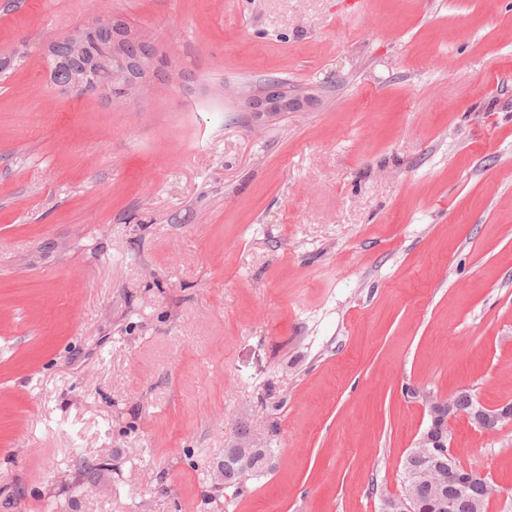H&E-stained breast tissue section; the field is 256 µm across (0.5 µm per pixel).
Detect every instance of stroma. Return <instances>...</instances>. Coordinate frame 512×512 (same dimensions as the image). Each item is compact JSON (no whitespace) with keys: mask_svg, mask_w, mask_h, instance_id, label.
I'll return each instance as SVG.
<instances>
[{"mask_svg":"<svg viewBox=\"0 0 512 512\" xmlns=\"http://www.w3.org/2000/svg\"><path fill=\"white\" fill-rule=\"evenodd\" d=\"M112 18L159 75L60 95ZM11 52L0 512H381L411 390L512 401V0H0ZM448 434L512 512V424ZM273 456V449L263 448L252 464L240 468V461L233 459L228 451L224 454V483L231 484L245 476L257 477L268 470V464Z\"/></svg>","mask_w":512,"mask_h":512,"instance_id":"1","label":"stroma"}]
</instances>
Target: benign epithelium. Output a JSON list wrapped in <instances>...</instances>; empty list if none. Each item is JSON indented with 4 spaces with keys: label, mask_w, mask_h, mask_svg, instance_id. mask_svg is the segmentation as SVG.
Segmentation results:
<instances>
[{
    "label": "benign epithelium",
    "mask_w": 512,
    "mask_h": 512,
    "mask_svg": "<svg viewBox=\"0 0 512 512\" xmlns=\"http://www.w3.org/2000/svg\"><path fill=\"white\" fill-rule=\"evenodd\" d=\"M140 38L124 31V24L119 19L107 21L102 25L84 26V36L77 46L69 47L67 55L59 62V70L64 80L55 84L62 94L80 92L91 95L97 92L96 83L89 77L91 68L100 64L102 57L113 56L122 64L118 84L113 87L114 95L127 101L134 98L135 91L142 84L137 72L151 74L157 69L155 52H146L133 58L129 57V49L138 43ZM415 397L422 399L429 421L426 431L416 442V447L426 454L432 463L423 472L429 476L437 470L448 471V484L437 483L438 512H454V496L465 491L474 479L472 469L463 466L457 459L448 438V424L458 414L471 419L485 433H493L498 427L512 420V405L504 403L488 407L472 398L473 412L456 409L459 398L457 394L446 397L434 396L416 391ZM414 496L411 485H404V494L385 500L383 512H414Z\"/></svg>",
    "instance_id": "obj_1"
}]
</instances>
